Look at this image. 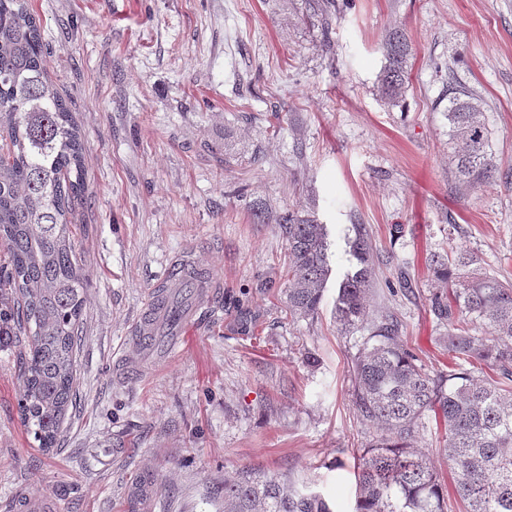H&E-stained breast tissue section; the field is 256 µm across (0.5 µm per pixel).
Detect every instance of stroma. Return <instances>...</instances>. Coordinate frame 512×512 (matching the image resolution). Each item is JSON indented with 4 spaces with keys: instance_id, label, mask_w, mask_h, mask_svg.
<instances>
[{
    "instance_id": "obj_1",
    "label": "stroma",
    "mask_w": 512,
    "mask_h": 512,
    "mask_svg": "<svg viewBox=\"0 0 512 512\" xmlns=\"http://www.w3.org/2000/svg\"><path fill=\"white\" fill-rule=\"evenodd\" d=\"M29 3L84 135L75 252L89 288L77 405L52 452L22 423L16 343H0V512L21 497L124 512L152 476L147 512H224L216 488L244 467L351 512L352 451L372 435L348 373L361 338L333 317L348 241L365 225L373 306L427 371L447 368L431 254L454 243L512 280V0H348L327 24L307 0ZM395 28L412 52L392 108L376 86ZM452 83L481 100L501 171L466 193L449 164ZM287 211L316 215L332 243L310 319L285 303ZM182 254L211 286L144 350L139 315Z\"/></svg>"
}]
</instances>
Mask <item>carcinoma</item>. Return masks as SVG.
Here are the masks:
<instances>
[{"instance_id": "cac0c4a2", "label": "carcinoma", "mask_w": 512, "mask_h": 512, "mask_svg": "<svg viewBox=\"0 0 512 512\" xmlns=\"http://www.w3.org/2000/svg\"><path fill=\"white\" fill-rule=\"evenodd\" d=\"M379 91L387 104L403 101L410 45L400 30L386 36ZM450 162L458 187L492 179L498 165L479 99L448 88ZM0 340L25 339L19 352L21 420L49 452L75 402L76 348L87 279L74 258L75 205L85 192L83 138L43 61L41 22L28 0H0ZM277 224L288 242L286 299L296 318L318 313L329 276L326 225L313 215L286 212ZM358 268L340 283L334 313L342 333L367 336L351 358L353 401L365 427L387 433L356 449L354 512H512V281L482 271L464 248L433 255L446 289L430 298L447 333L439 341L454 361L428 373L400 339L394 315L369 318L373 244L362 226L350 243ZM497 378H492L490 372ZM441 417L440 468L410 447L428 413ZM224 512H332L318 493L288 488L275 476L244 467L224 479Z\"/></svg>"}]
</instances>
